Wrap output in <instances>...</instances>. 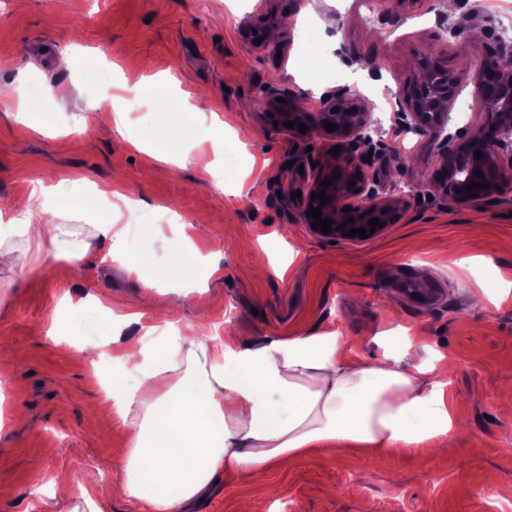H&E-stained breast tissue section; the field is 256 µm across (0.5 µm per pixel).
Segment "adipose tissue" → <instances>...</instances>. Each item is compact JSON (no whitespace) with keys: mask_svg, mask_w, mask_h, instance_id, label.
<instances>
[{"mask_svg":"<svg viewBox=\"0 0 512 512\" xmlns=\"http://www.w3.org/2000/svg\"><path fill=\"white\" fill-rule=\"evenodd\" d=\"M26 247L0 243V268L35 270L47 259L83 272L84 253L61 225L16 211L9 225ZM172 345L152 351L146 337H111L112 363L155 355L158 365L134 386L112 377L99 405L122 420L127 450L118 465L124 492L148 512H174L202 495L216 475L270 468L329 445L383 455L434 450L458 425L439 361L414 364L410 349L428 338H404L365 358L334 333L253 342L167 324Z\"/></svg>","mask_w":512,"mask_h":512,"instance_id":"adipose-tissue-1","label":"adipose tissue"}]
</instances>
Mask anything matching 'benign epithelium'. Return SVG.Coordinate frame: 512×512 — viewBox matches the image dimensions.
<instances>
[{"label":"benign epithelium","mask_w":512,"mask_h":512,"mask_svg":"<svg viewBox=\"0 0 512 512\" xmlns=\"http://www.w3.org/2000/svg\"><path fill=\"white\" fill-rule=\"evenodd\" d=\"M424 75H439L444 80L416 81L413 94L407 102V127L414 133L427 136L434 143L444 147L440 154V166L435 170L432 180L440 185L443 194L459 202L480 201L496 198L506 192L512 193V66L503 55H493L481 65L479 72L472 78L456 71H446L436 67H423ZM494 78L500 86L499 96L487 104L486 85ZM473 86L475 99L482 105L489 106L486 121L476 131L460 138L448 132L451 121V106L455 97L466 86ZM287 120L294 126L313 121V127L326 131L324 123L330 121L337 125L333 134L341 138L340 146L345 148L343 163L331 167L313 160L311 170L312 182L302 199L301 214L308 224L314 219L308 211L321 207L322 218L334 221L331 225L332 237H343L352 228L370 229L368 221L377 218L380 225L375 227L374 235L383 233L390 225L396 223L397 215L391 201L380 196L375 185L368 180L364 172L366 155L361 147L373 141L378 133L373 113L365 105L347 96H333L323 102L316 118L305 112L297 111L292 105H285ZM481 151L482 158H475V151ZM481 171L483 178L474 176ZM340 173V178L332 179V173ZM331 179L332 185L322 189L321 182ZM354 181L355 186L348 185ZM488 183L487 189L475 191L477 198L463 192L469 182ZM325 191L330 203L320 206V199H311V195ZM350 211H345V208ZM354 222L345 224L348 218Z\"/></svg>","instance_id":"1"}]
</instances>
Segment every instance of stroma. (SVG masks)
<instances>
[{
	"label": "stroma",
	"mask_w": 512,
	"mask_h": 512,
	"mask_svg": "<svg viewBox=\"0 0 512 512\" xmlns=\"http://www.w3.org/2000/svg\"><path fill=\"white\" fill-rule=\"evenodd\" d=\"M454 2L451 15L442 0H382L367 27L362 0H0V215L25 205L40 215L29 193L41 179L54 189L56 223L87 249L81 276L63 261L33 273L0 270V336L15 350L0 405L25 416L0 435V512H53V500L32 506L22 494L62 470L77 482L89 473L100 484L117 478L121 421L93 413L97 381L49 333L57 316L74 341L105 343L106 315L87 303L91 294L134 301L139 320L122 335L150 334L160 348L170 320L255 340L336 333L372 357L382 352L376 335L402 326L424 329L430 352L447 357L468 430L449 436L444 451L393 458L325 447L260 482L220 478L186 512H239L247 497L264 499L270 512H512V409L498 402L512 386V293H500L512 281V250L503 248L512 242V199L444 198L425 180L439 165L435 146L403 121L423 56L473 71L512 37V0ZM269 14L274 25L255 40L250 24ZM459 14L479 16L481 35L442 40ZM116 70L126 81L114 95L98 82ZM162 72L177 79L161 93L168 108L184 109L182 90L201 91L230 130L200 121L185 131L150 113L138 83ZM339 89L378 102L365 173L400 200L401 214L379 236L333 243L303 221L290 194L307 188L299 170L307 153L330 161L336 142L276 127L262 93L314 114ZM22 95L52 114L49 128L14 120ZM116 97L139 105L120 133L94 119ZM149 134L178 143L182 166L139 149ZM117 176L124 199L71 217L73 198ZM106 215L126 253L144 259L138 270L121 267L94 238L92 223ZM191 245L204 265L190 288L167 270ZM146 276L154 288L143 286ZM404 281L420 288V300L398 295ZM70 504L141 512L117 487L106 497L88 488Z\"/></svg>",
	"instance_id": "35a3bbf8"
}]
</instances>
